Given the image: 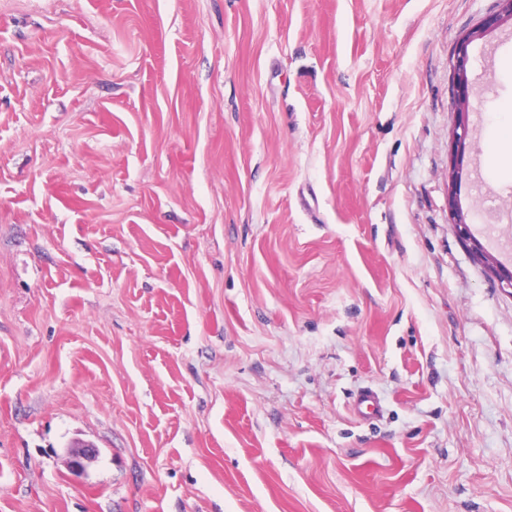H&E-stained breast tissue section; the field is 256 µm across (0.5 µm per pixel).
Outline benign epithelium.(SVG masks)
Listing matches in <instances>:
<instances>
[{
    "instance_id": "obj_1",
    "label": "benign epithelium",
    "mask_w": 512,
    "mask_h": 512,
    "mask_svg": "<svg viewBox=\"0 0 512 512\" xmlns=\"http://www.w3.org/2000/svg\"><path fill=\"white\" fill-rule=\"evenodd\" d=\"M512 22V0H498V10L488 15L480 29L466 34L459 42L455 51L456 62L453 64L452 83L457 96V120L452 132L451 165L452 175L448 184V211L452 223L461 238L472 242V250L479 257H484L482 245L472 235L463 212L460 199L457 193L458 180L461 177L464 152L467 144L470 143L472 129L469 123V100L471 96V85L469 83L468 45L473 38L496 29L506 22ZM96 455V447L92 444H83L81 449L72 454L68 461V467L72 470L83 468L84 462Z\"/></svg>"
}]
</instances>
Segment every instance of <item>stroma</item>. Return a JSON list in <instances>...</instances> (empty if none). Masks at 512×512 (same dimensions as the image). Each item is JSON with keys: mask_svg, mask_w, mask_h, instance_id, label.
Instances as JSON below:
<instances>
[{"mask_svg": "<svg viewBox=\"0 0 512 512\" xmlns=\"http://www.w3.org/2000/svg\"><path fill=\"white\" fill-rule=\"evenodd\" d=\"M496 9L0 0V512H512ZM498 10L488 15L479 30L474 33L466 34L459 42L454 56L456 62L453 64L452 83L457 96V120L452 132V149H451V165L452 175L448 184V211L451 216L452 223L461 238L472 242V250L481 259L484 258L482 245L472 235L470 227L467 224L466 216L463 212L460 199L457 193L458 180L461 177L464 152L471 141L472 129L469 123V100L471 96V85L469 83L467 64H468V45L475 36H479L490 30L496 29L504 23L510 21L512 23V0H499ZM485 259V258H484ZM486 260V259H485ZM488 261V262H487ZM489 272L499 279L504 289L506 287L512 289V269H508L501 264L489 262L486 260Z\"/></svg>", "mask_w": 512, "mask_h": 512, "instance_id": "stroma-1", "label": "stroma"}]
</instances>
